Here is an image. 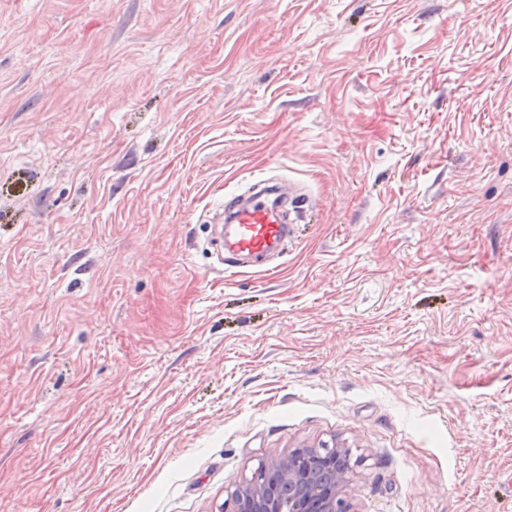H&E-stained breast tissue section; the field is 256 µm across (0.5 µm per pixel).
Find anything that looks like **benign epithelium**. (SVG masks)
I'll return each instance as SVG.
<instances>
[{"instance_id":"obj_1","label":"benign epithelium","mask_w":512,"mask_h":512,"mask_svg":"<svg viewBox=\"0 0 512 512\" xmlns=\"http://www.w3.org/2000/svg\"><path fill=\"white\" fill-rule=\"evenodd\" d=\"M338 447H301L260 467L233 494L234 512H351Z\"/></svg>"}]
</instances>
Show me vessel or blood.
I'll return each mask as SVG.
<instances>
[{"mask_svg":"<svg viewBox=\"0 0 512 512\" xmlns=\"http://www.w3.org/2000/svg\"><path fill=\"white\" fill-rule=\"evenodd\" d=\"M310 195L279 178L256 181L247 192L224 196V232L216 251L230 269L261 266L291 237L298 219L313 208Z\"/></svg>","mask_w":512,"mask_h":512,"instance_id":"1","label":"vessel or blood"}]
</instances>
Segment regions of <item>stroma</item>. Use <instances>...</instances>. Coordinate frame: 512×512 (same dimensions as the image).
<instances>
[{"label":"stroma","instance_id":"stroma-1","mask_svg":"<svg viewBox=\"0 0 512 512\" xmlns=\"http://www.w3.org/2000/svg\"><path fill=\"white\" fill-rule=\"evenodd\" d=\"M273 175L319 209L212 272ZM512 512V0H0V512ZM343 448L301 447L260 467L233 496L236 512H351L342 496L349 472L336 471ZM288 484V494L279 486Z\"/></svg>","mask_w":512,"mask_h":512}]
</instances>
